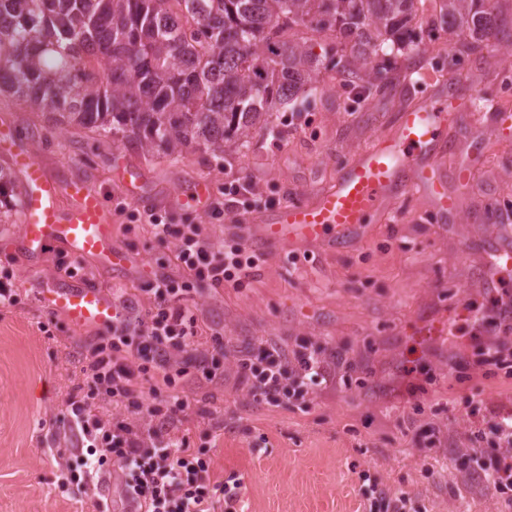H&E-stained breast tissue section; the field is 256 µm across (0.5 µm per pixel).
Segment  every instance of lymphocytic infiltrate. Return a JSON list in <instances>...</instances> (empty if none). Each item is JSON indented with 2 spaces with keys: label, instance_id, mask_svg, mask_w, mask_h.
I'll return each mask as SVG.
<instances>
[{
  "label": "lymphocytic infiltrate",
  "instance_id": "lymphocytic-infiltrate-1",
  "mask_svg": "<svg viewBox=\"0 0 512 512\" xmlns=\"http://www.w3.org/2000/svg\"><path fill=\"white\" fill-rule=\"evenodd\" d=\"M158 241H175L181 279L161 277L151 283V307L137 313L123 294H116V315L111 335L89 344L87 382L92 393H105L124 407L128 418L108 421L93 414L88 403L71 405L68 426L76 431L81 447L92 456L77 455V477H94L105 464L124 474L122 494L129 512H238L241 482L211 478L207 450L191 447L187 437L172 428L190 403L182 382L197 372L206 380L224 376V344L215 340L212 350H192L197 318L188 302L204 286L238 288L256 258L240 239L214 244L200 224H169L153 209L139 212ZM342 353L332 360L320 351L298 343L286 349L262 344L247 349L237 361V377L257 401L281 406L289 393L308 395L310 386L326 382L331 367H346ZM158 382L146 386L148 373ZM148 420L141 429L139 420ZM493 436L500 456L493 469H480L487 490L503 495L512 490V415L499 417L488 430L468 435L470 445Z\"/></svg>",
  "mask_w": 512,
  "mask_h": 512
}]
</instances>
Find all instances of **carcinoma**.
Segmentation results:
<instances>
[{
  "mask_svg": "<svg viewBox=\"0 0 512 512\" xmlns=\"http://www.w3.org/2000/svg\"><path fill=\"white\" fill-rule=\"evenodd\" d=\"M415 0H0V93L146 151L247 146L246 132L310 89L323 66L300 29L369 74L386 43L413 42ZM449 38L474 51L512 44L493 0H440ZM0 167V208L19 207Z\"/></svg>",
  "mask_w": 512,
  "mask_h": 512,
  "instance_id": "1",
  "label": "carcinoma"
}]
</instances>
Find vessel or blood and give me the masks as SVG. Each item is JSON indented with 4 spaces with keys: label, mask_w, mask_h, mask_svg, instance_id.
<instances>
[{
    "label": "vessel or blood",
    "mask_w": 512,
    "mask_h": 512,
    "mask_svg": "<svg viewBox=\"0 0 512 512\" xmlns=\"http://www.w3.org/2000/svg\"><path fill=\"white\" fill-rule=\"evenodd\" d=\"M472 104V99L451 97L440 105L426 102L401 112L395 133L360 151L312 202L287 203L258 218L248 246L258 251L296 242L341 246L367 215L383 211L391 198L409 190L423 192L441 213L454 212L456 201L437 175L436 163L424 162L423 155L430 150L442 153L448 122ZM13 159L24 176L18 241L27 254L37 256L46 245L60 243L73 254L123 268L125 256L110 246L112 220L103 191L77 182L58 184L30 151L16 150ZM63 194L72 201L65 211L59 206ZM511 271L512 244L505 242L491 254L485 277L492 283ZM37 300L77 328L111 326L116 314L111 295L95 286L61 283L40 289Z\"/></svg>",
    "instance_id": "obj_1"
}]
</instances>
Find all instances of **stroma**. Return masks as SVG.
<instances>
[{
	"instance_id": "1",
	"label": "stroma",
	"mask_w": 512,
	"mask_h": 512,
	"mask_svg": "<svg viewBox=\"0 0 512 512\" xmlns=\"http://www.w3.org/2000/svg\"><path fill=\"white\" fill-rule=\"evenodd\" d=\"M417 7L423 33L380 66V84L323 69L315 90L279 106L281 137L257 123L247 148L225 149L219 162L197 149L172 158L82 127L53 129L41 112L0 95V128L11 129L17 147L59 183L82 180L105 191L111 245L127 258L115 272L53 244L31 259L18 247L20 211L0 220V271L12 273L17 295L14 305H0V512H93L99 494L114 512L128 508L113 466L92 482L58 484L61 468L75 461L69 401L89 400L106 420L120 410L108 397L87 396L86 348L97 329L74 327L36 300L40 288L64 278L62 259L81 264L84 282L122 289L140 311L153 302L150 277H181L174 243L134 220L138 205L119 180L122 167L139 168L142 192L167 223L204 225L219 244L242 236L247 216L311 200L359 151L394 131L398 112L472 93L474 105L448 126L439 165L457 197L452 215L424 194L401 195L340 247L272 246L258 252L243 287L195 295V346L208 350L221 335L224 377L188 378L190 408L173 431L209 449L215 478L241 480L243 512H381L379 493L407 496L405 512H512L511 498L470 479L466 452L475 427L512 411V368L479 364L475 347L459 342L465 304L487 303L494 292L481 269L501 228H512V135L492 133L490 119L495 108L512 112V46L462 54L446 33L425 29L439 13L436 0ZM463 164L470 177L462 186ZM232 179L257 188L253 213L215 220L174 202L201 180L210 202L220 201ZM443 318L446 335L420 337L422 325ZM298 341L344 350L352 366L332 369L310 396L280 407L254 400L237 378L242 352Z\"/></svg>"
}]
</instances>
